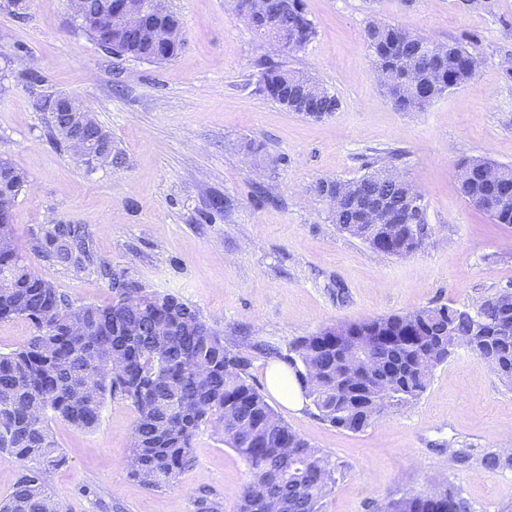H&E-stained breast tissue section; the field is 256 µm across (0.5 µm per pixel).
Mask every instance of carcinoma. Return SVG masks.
Here are the masks:
<instances>
[{
  "label": "carcinoma",
  "instance_id": "obj_1",
  "mask_svg": "<svg viewBox=\"0 0 512 512\" xmlns=\"http://www.w3.org/2000/svg\"><path fill=\"white\" fill-rule=\"evenodd\" d=\"M267 25L310 42L315 35L302 0H284ZM370 58L380 81L403 111L420 108L416 97L434 100L475 76L473 54L461 43H438L394 24L374 23L366 31ZM261 58L258 91L277 103L287 79L295 76L285 57ZM105 52L162 64L167 55L143 44L120 21L107 33ZM469 202L507 194L481 206L495 224H512V167H501L496 187L479 175H456ZM27 184L24 171L0 157V205L17 201ZM31 251L75 269L93 263L80 228L48 224ZM502 302H482L475 310L425 307L367 320L391 341L366 355L369 370L354 378L343 366L336 328L326 327L293 343L285 364L323 421L360 432L390 407L416 401L430 384L424 366L444 362L463 346L470 322L480 317L487 336L477 357H491L501 378L512 383V292ZM24 319L34 328L20 348L0 353V452L23 464L0 512H61L48 476L65 463L52 423L92 431L107 398L130 403L136 418L125 464L131 476L151 489L170 485L193 461V439L201 427H220L224 442L249 465L250 483L240 493L239 512H322L335 479L327 460L292 431L245 376L246 361L224 346V337L177 298L160 296L133 281L119 282L112 303L76 305L55 285L32 272L19 247L0 251V323ZM168 327L157 336L154 326ZM84 386L90 396H76ZM476 461L491 471L512 469V454L482 451ZM382 512H474L461 490L442 482L419 495L382 503Z\"/></svg>",
  "mask_w": 512,
  "mask_h": 512
}]
</instances>
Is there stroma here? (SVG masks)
<instances>
[{
    "mask_svg": "<svg viewBox=\"0 0 512 512\" xmlns=\"http://www.w3.org/2000/svg\"><path fill=\"white\" fill-rule=\"evenodd\" d=\"M23 3L19 17L0 0V52L28 59L43 84L29 89L18 64L0 82V155L29 179L13 212L21 250L52 222L91 235L94 263L85 270L32 259L73 303H111L103 264L173 295L246 360L248 382L264 393L268 369L299 337L423 307L472 308L512 288V225L492 223L455 180L465 158L512 166V0H304L316 35L287 62L338 99L321 120L258 92L255 63L268 47L237 0H166L186 42L161 65L101 50L67 0ZM372 22L463 42L480 60L474 81L423 110L399 111L371 65ZM49 92L88 106L123 150L124 168L87 169L50 141L51 115L33 106ZM390 164L426 209L423 245L405 256L341 231L314 190L320 180L354 181ZM271 406L335 471L323 512H376L389 497L444 480L476 512L512 502V470L457 457L512 446V385L467 348L434 369L417 401L358 433L320 420L308 403ZM134 420L129 404L110 398L94 431L53 423L67 457L51 481L62 512H199L202 499L215 512H238L249 469L221 429L202 427L191 467L151 490L125 465Z\"/></svg>",
    "mask_w": 512,
    "mask_h": 512,
    "instance_id": "obj_1",
    "label": "stroma"
}]
</instances>
